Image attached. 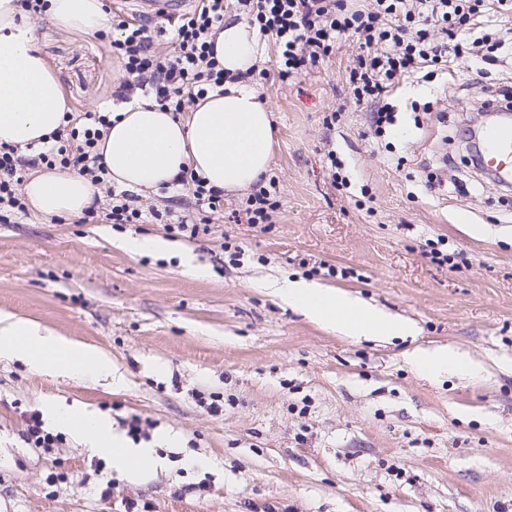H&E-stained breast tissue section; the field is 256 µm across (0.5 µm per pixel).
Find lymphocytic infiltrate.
<instances>
[{
	"label": "lymphocytic infiltrate",
	"instance_id": "lymphocytic-infiltrate-1",
	"mask_svg": "<svg viewBox=\"0 0 512 512\" xmlns=\"http://www.w3.org/2000/svg\"><path fill=\"white\" fill-rule=\"evenodd\" d=\"M245 15L250 25L272 40L276 76L288 81L308 75L332 61L343 37H354L358 53L346 68V82L356 105L370 110V124L381 135L397 117L389 98L401 82L427 79L461 56L495 64L512 47V0H196L174 24L167 44L155 41L162 22L126 19L114 14L110 31L102 32L108 55L121 72L114 98L128 103L142 96L159 110L181 115L209 91L227 81L214 56V30L227 11ZM112 126V112L99 109L68 112L32 157L14 145L0 144V222L22 214L26 205L16 188L26 170L73 171L112 199L107 213L95 208L84 222L105 218L111 224L167 223L169 231L195 238L199 226L224 213L223 190L207 185L194 172L172 180L192 198L191 213L142 210L129 191L111 183L97 150ZM281 200L275 181L256 188L242 201L235 218L250 224L271 223Z\"/></svg>",
	"mask_w": 512,
	"mask_h": 512
}]
</instances>
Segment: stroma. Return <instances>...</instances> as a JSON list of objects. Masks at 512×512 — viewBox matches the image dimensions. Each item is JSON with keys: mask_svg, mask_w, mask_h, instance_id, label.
Wrapping results in <instances>:
<instances>
[{"mask_svg": "<svg viewBox=\"0 0 512 512\" xmlns=\"http://www.w3.org/2000/svg\"><path fill=\"white\" fill-rule=\"evenodd\" d=\"M33 23L72 111L111 105L119 68L103 40ZM357 52L347 39L293 83H256L276 125L274 223L222 218L193 240L160 224L0 223V311L107 354L125 376L116 389L0 357V512H124L130 500L151 512H512V187L476 172L459 135L483 125L476 95L512 78V55L485 69L463 57L401 85L381 142L345 89ZM426 105L432 116L416 122ZM331 150L354 187L368 186L371 208L336 189ZM430 174L441 191L425 189ZM135 237L179 253L121 248ZM437 238L465 264L431 263L422 248ZM227 241L242 247L238 262ZM183 253L207 276L184 273ZM321 261L354 274L315 282L415 323L416 335L351 339L260 287ZM439 346L482 362V377H432L404 358ZM215 398L217 416L206 409ZM51 406L93 410L122 434L139 416L159 466L102 497L110 458L69 436L48 452L24 442L25 412Z\"/></svg>", "mask_w": 512, "mask_h": 512, "instance_id": "stroma-1", "label": "stroma"}]
</instances>
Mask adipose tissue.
<instances>
[{
    "instance_id": "adipose-tissue-1",
    "label": "adipose tissue",
    "mask_w": 512,
    "mask_h": 512,
    "mask_svg": "<svg viewBox=\"0 0 512 512\" xmlns=\"http://www.w3.org/2000/svg\"><path fill=\"white\" fill-rule=\"evenodd\" d=\"M47 16L56 27L93 36L106 28L103 0H49ZM216 56L230 74L257 67L265 42L246 21L227 17L214 36ZM70 105L47 61L36 48L35 27L17 0H0V143L39 146L63 123ZM100 145L110 179L138 194L167 186L183 170H193L211 186L228 192L251 188L269 168L275 142L271 109L249 82L226 84L207 94L183 116L173 117L145 104L130 103ZM21 192L32 212L71 219L92 205L95 189L76 173L45 170L26 180ZM266 289L289 307L322 326L354 338L413 335L412 326L367 307L348 294L312 281L286 276ZM24 355L35 370L122 377L110 359L65 337L41 330L28 319L0 311V356ZM418 371L430 374L477 372V365L450 348L411 353ZM52 417L90 449L111 456L113 468L139 478L159 462L153 449L128 447L108 420L88 410L52 409Z\"/></svg>"
}]
</instances>
